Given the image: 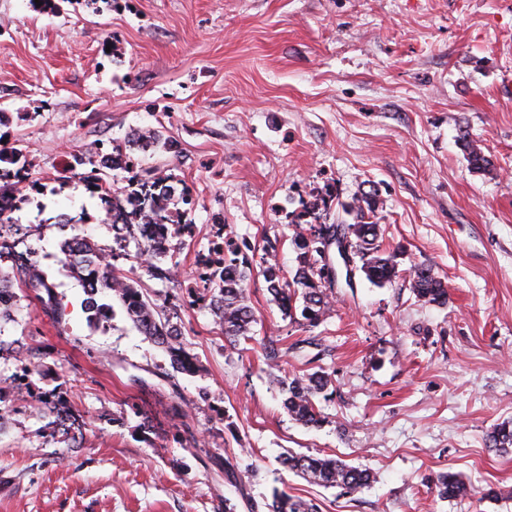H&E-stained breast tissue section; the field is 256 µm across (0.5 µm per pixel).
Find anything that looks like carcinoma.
I'll return each mask as SVG.
<instances>
[{"label":"carcinoma","mask_w":512,"mask_h":512,"mask_svg":"<svg viewBox=\"0 0 512 512\" xmlns=\"http://www.w3.org/2000/svg\"><path fill=\"white\" fill-rule=\"evenodd\" d=\"M460 141L466 152L472 169L488 172L493 168L492 160L474 147L469 132L461 131ZM22 151L16 147L0 148V180L20 177L22 167L19 162ZM74 176L87 182L92 193H101L106 207L105 222L119 232V225L129 224V215L137 213L146 218L148 224H172L173 235H181L180 224L172 219L169 205L190 203L189 190L181 187L179 196L173 195L175 187L165 183L162 178L140 179L136 188L121 192H108L103 185L114 179L112 172L130 167L131 158L121 143L112 146V152L103 154L87 150L74 155ZM88 166L90 171L81 173L76 167ZM327 203L326 199H321ZM319 202V203H321ZM356 221L342 225V231L350 234L354 240L355 252L361 261L360 270L372 283L384 285L400 275L398 256L400 250L381 249L380 225L377 224L378 190L370 187L357 199ZM319 203L299 201L298 223L309 224L308 233L297 234L292 244L298 251V266L288 279L281 274L277 264L265 262L260 270L272 300L280 306L284 315L294 319L301 317L303 324H318L329 306L326 294V276L324 266L317 265L315 254L323 234L333 228V224H310L308 219L316 215ZM15 196L12 190L0 186V230L13 223ZM224 262L210 269L204 278L209 297L208 306L216 321L224 331V337L231 345L240 339H251L252 326L256 322L252 307L247 300V286L252 278L251 264L247 258H239V250L234 242L227 244ZM64 258L60 262L70 269L79 280L86 298L82 308L89 323L99 322L110 317L112 306L98 303V294L108 291L116 297L126 317L140 333L162 347L170 356L175 372L193 375L199 371V365L187 349L181 329L174 323L165 310L161 309L149 295L127 279L116 264L107 261L104 249L96 242L75 235L61 246ZM10 259L22 276L25 287L36 293V298L50 310L52 319L60 324L66 320V307L54 294V273L43 266L35 252L28 248L23 252L14 250V246L0 242V258ZM411 288L416 297L429 304L444 305L448 301V288L434 269L421 264L409 274ZM332 383L331 376L323 371H315L305 377L279 376L276 384L283 396L282 405L288 415L305 426H320L325 416L316 405L315 398ZM488 448L499 454L512 452V420L497 424L487 435ZM282 465L290 471L306 476L309 481L324 487H339L351 494L368 486L373 474L366 468L353 466L339 458L313 457L290 454L282 459ZM431 489L443 500L456 501L474 495V488L461 476L448 472L439 473L430 478ZM270 512H317L316 507L286 493L274 494L269 505Z\"/></svg>","instance_id":"cac0c4a2"}]
</instances>
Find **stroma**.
Wrapping results in <instances>:
<instances>
[{
  "label": "stroma",
  "instance_id": "stroma-1",
  "mask_svg": "<svg viewBox=\"0 0 512 512\" xmlns=\"http://www.w3.org/2000/svg\"><path fill=\"white\" fill-rule=\"evenodd\" d=\"M149 129L177 153L138 148ZM464 130L492 174L470 169ZM0 140L25 161L12 239L54 270L68 311L55 325L18 284L0 323V512H267L277 490L319 512H512V454L485 446L512 418V0H0ZM124 141L136 165L114 190L149 170L192 192L193 234L159 261L168 280L67 175L74 154ZM373 185L399 278L356 273L310 327L253 277L255 338L229 347L186 289L216 226L288 275L299 198L331 187L321 223L350 224ZM63 214L172 313L196 374L122 309L88 324L59 262ZM420 264L447 305L416 298ZM277 368L330 374L322 426L288 416ZM289 454L374 480L326 488L284 469ZM448 471L501 496L439 499L427 479Z\"/></svg>",
  "mask_w": 512,
  "mask_h": 512
}]
</instances>
